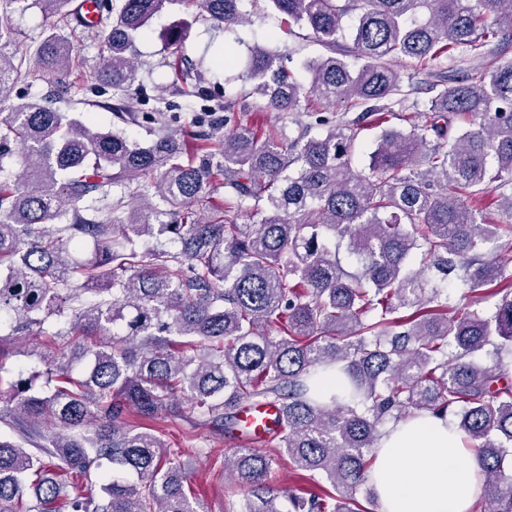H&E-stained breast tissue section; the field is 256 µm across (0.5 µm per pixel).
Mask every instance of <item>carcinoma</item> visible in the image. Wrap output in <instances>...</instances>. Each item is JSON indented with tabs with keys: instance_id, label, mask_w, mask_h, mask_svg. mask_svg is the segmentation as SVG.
Returning <instances> with one entry per match:
<instances>
[{
	"instance_id": "obj_1",
	"label": "carcinoma",
	"mask_w": 512,
	"mask_h": 512,
	"mask_svg": "<svg viewBox=\"0 0 512 512\" xmlns=\"http://www.w3.org/2000/svg\"><path fill=\"white\" fill-rule=\"evenodd\" d=\"M20 2L0 0V103L32 52L55 97L113 123L43 99L0 113V315L16 333L64 318L43 388L0 375V420L21 436L0 437V512L29 489V512H58L59 473L110 466L135 481L90 488L69 512H203L161 437L126 419L184 400L220 431L244 402L282 407L278 455L332 487L295 498V512H363L357 494L387 424L450 416L481 465V512H512V249L500 244L512 224L480 207L497 191L512 218V60L449 70L410 128L382 131L368 169L353 165L358 126L401 91L394 63L485 55L506 35L503 18L512 27V0H264L325 49L305 64V85L274 47L249 50L250 95L291 116L296 135H259L219 103L222 121L189 140L157 110L145 144L119 129L138 120L128 100L142 92L139 34L172 5L226 31L249 21L245 0H112L93 75L110 102L77 99L67 81L80 66L63 33L81 23L74 0H33L53 22L29 42L13 22ZM169 67L184 95L204 96L196 64L179 55ZM309 93L357 115L316 111L304 124L294 112ZM141 183L158 201L110 200ZM162 237L180 249L140 250ZM450 288L469 301L453 317ZM338 375L339 391L322 389ZM273 461L239 448L225 462L246 491L242 512H279Z\"/></svg>"
}]
</instances>
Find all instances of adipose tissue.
I'll use <instances>...</instances> for the list:
<instances>
[{
    "label": "adipose tissue",
    "instance_id": "obj_1",
    "mask_svg": "<svg viewBox=\"0 0 512 512\" xmlns=\"http://www.w3.org/2000/svg\"><path fill=\"white\" fill-rule=\"evenodd\" d=\"M374 456L369 484L381 512H472L481 470L445 420L425 416L388 426Z\"/></svg>",
    "mask_w": 512,
    "mask_h": 512
}]
</instances>
